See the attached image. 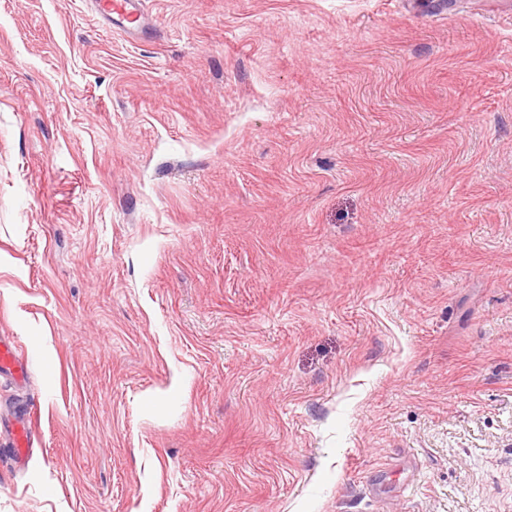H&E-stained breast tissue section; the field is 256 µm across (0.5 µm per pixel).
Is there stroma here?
<instances>
[{"label": "stroma", "mask_w": 512, "mask_h": 512, "mask_svg": "<svg viewBox=\"0 0 512 512\" xmlns=\"http://www.w3.org/2000/svg\"><path fill=\"white\" fill-rule=\"evenodd\" d=\"M0 0V512H512V15ZM97 13L128 32L145 27L146 20L140 9V0H95ZM28 364L22 360L13 340L0 338V378L10 377L17 383L25 380ZM35 414V412L28 411V418L18 421L14 425L9 437L8 448H3L15 466H23L26 460L30 459V449L34 433L30 423L32 418H35Z\"/></svg>", "instance_id": "1"}]
</instances>
